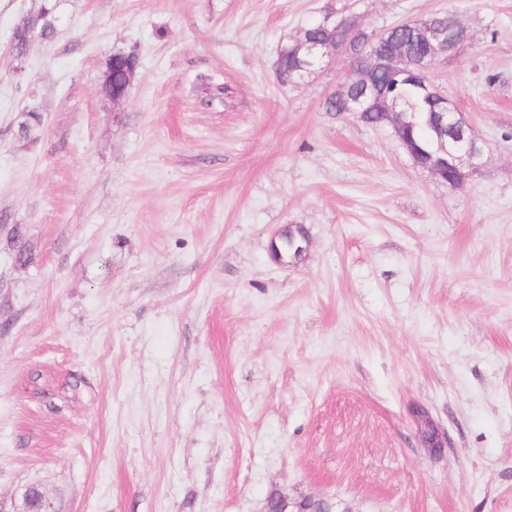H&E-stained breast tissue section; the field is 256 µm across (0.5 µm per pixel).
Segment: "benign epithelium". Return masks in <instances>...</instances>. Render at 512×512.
Returning <instances> with one entry per match:
<instances>
[{
	"instance_id": "obj_1",
	"label": "benign epithelium",
	"mask_w": 512,
	"mask_h": 512,
	"mask_svg": "<svg viewBox=\"0 0 512 512\" xmlns=\"http://www.w3.org/2000/svg\"><path fill=\"white\" fill-rule=\"evenodd\" d=\"M400 26L411 30L427 47L428 53L420 63L412 64L407 47L401 42L393 43L390 53L381 57L372 44L352 50L331 40H312L303 31L295 40V49L303 78L322 68L329 56L345 57L348 69L345 78L336 85L333 96L345 94L351 84L357 85L359 95L347 99L346 111L360 118L363 117L368 103L377 101L385 105L388 109L387 124L393 128L395 135L414 158L416 154L404 138V129L409 115L406 112L397 111L396 105L391 101L378 97L371 78L372 71L379 66L401 69L411 65L419 75L424 76L430 63L437 58L454 55L469 41L470 35L467 27L462 23L451 32L423 18L402 22ZM137 67L136 58L121 52L114 53L108 58L103 74V88L113 104L120 105L128 97L136 77ZM429 90L438 99L440 109L432 115L431 119L435 162L424 166V169L432 173L440 182L451 188L456 187L481 166V150L472 135L471 126L460 113L455 111L447 92L432 83L429 84ZM308 245L309 240L300 228L285 229L272 242L277 260L284 263L299 259L306 252ZM422 421L428 426L425 447L434 453L448 447V439L439 433L427 415H422ZM261 512H336V505L325 499L311 496L296 499L281 489L273 488L266 496Z\"/></svg>"
}]
</instances>
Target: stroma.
<instances>
[{
	"label": "stroma",
	"instance_id": "obj_1",
	"mask_svg": "<svg viewBox=\"0 0 512 512\" xmlns=\"http://www.w3.org/2000/svg\"><path fill=\"white\" fill-rule=\"evenodd\" d=\"M331 4L468 27L427 73L482 149L464 183L327 111L343 57L278 81ZM45 5L53 36L14 56ZM118 51L139 67L116 106ZM290 226L309 246L282 264ZM274 486L512 512V0H0V506L260 512ZM112 61L121 63L123 80L117 83L112 77ZM138 62L137 59L124 53H113L108 58L106 69L103 74V88L108 97L115 105L122 104L128 97L136 77ZM309 240L301 228L283 230L272 242L273 251L280 262L288 263L299 259L307 250ZM285 249L282 250V247Z\"/></svg>",
	"mask_w": 512,
	"mask_h": 512
}]
</instances>
